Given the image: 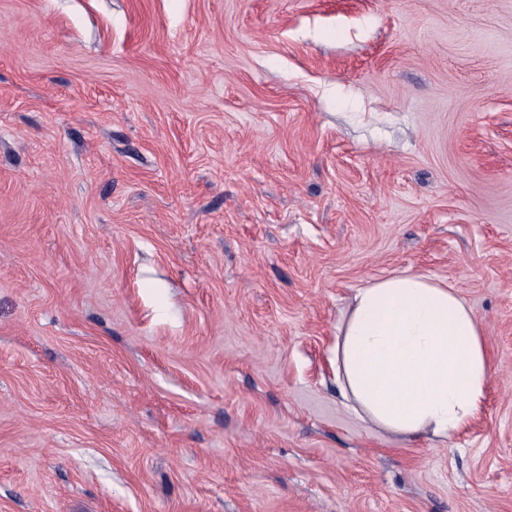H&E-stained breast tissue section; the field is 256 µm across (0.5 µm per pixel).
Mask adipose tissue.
<instances>
[{
	"label": "adipose tissue",
	"instance_id": "ef3b65f1",
	"mask_svg": "<svg viewBox=\"0 0 512 512\" xmlns=\"http://www.w3.org/2000/svg\"><path fill=\"white\" fill-rule=\"evenodd\" d=\"M490 376L482 325L450 285L404 271L355 290L336 378L356 414L398 436L447 438L480 412Z\"/></svg>",
	"mask_w": 512,
	"mask_h": 512
}]
</instances>
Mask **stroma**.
<instances>
[{
	"label": "stroma",
	"instance_id": "stroma-1",
	"mask_svg": "<svg viewBox=\"0 0 512 512\" xmlns=\"http://www.w3.org/2000/svg\"><path fill=\"white\" fill-rule=\"evenodd\" d=\"M405 270L484 327L445 440L336 388ZM0 512H512V0H0Z\"/></svg>",
	"mask_w": 512,
	"mask_h": 512
}]
</instances>
